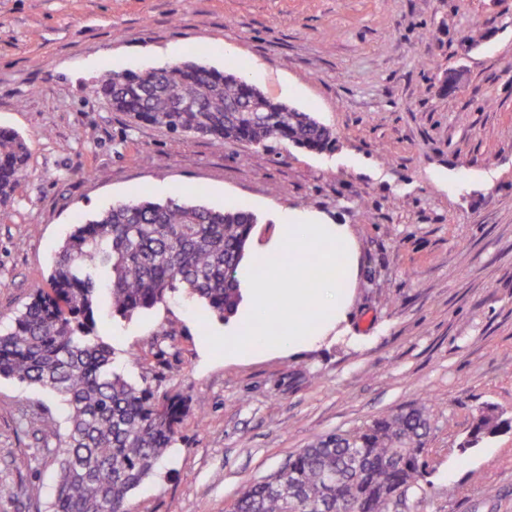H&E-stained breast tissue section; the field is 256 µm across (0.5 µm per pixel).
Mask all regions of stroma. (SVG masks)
<instances>
[{
  "label": "stroma",
  "mask_w": 512,
  "mask_h": 512,
  "mask_svg": "<svg viewBox=\"0 0 512 512\" xmlns=\"http://www.w3.org/2000/svg\"><path fill=\"white\" fill-rule=\"evenodd\" d=\"M175 46L314 112L335 150L261 157L94 95L102 70ZM1 127L30 148L0 205L2 331L49 288L77 218L145 190L255 213L253 258L288 211L357 243L346 320L295 354L213 355L207 332L238 321L200 323L182 292L126 321L100 310L114 367L189 400L131 512H225L315 437L425 400L415 512H512V429L460 448L485 405L512 419V0H0ZM66 416L58 394L0 378V512H45L58 454L39 429Z\"/></svg>",
  "instance_id": "obj_1"
}]
</instances>
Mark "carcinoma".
Here are the masks:
<instances>
[{"instance_id": "carcinoma-1", "label": "carcinoma", "mask_w": 512, "mask_h": 512, "mask_svg": "<svg viewBox=\"0 0 512 512\" xmlns=\"http://www.w3.org/2000/svg\"><path fill=\"white\" fill-rule=\"evenodd\" d=\"M94 94L114 112L173 135L246 143L272 142L324 153L336 131L267 96L236 72L187 60L139 72L102 74ZM26 140L0 129V204L26 175ZM256 215L215 210L180 195H148L81 220L59 251L50 288L0 332V378L63 396L67 431L40 429L60 443L62 458L48 512H130L132 492L166 464L188 408L180 395L130 382L112 367V348L98 326L107 292L117 321L149 312L182 289L198 303L202 323L235 317L243 301L239 270ZM512 420L492 406L475 418L471 448ZM432 431L426 404L379 416L351 431L322 435L276 472L244 485L228 512H399L422 489Z\"/></svg>"}]
</instances>
